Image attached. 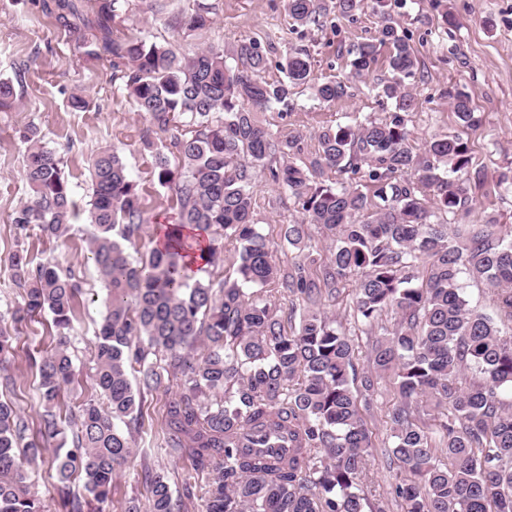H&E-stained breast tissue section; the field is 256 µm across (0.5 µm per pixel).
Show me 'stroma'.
<instances>
[{"mask_svg": "<svg viewBox=\"0 0 512 512\" xmlns=\"http://www.w3.org/2000/svg\"><path fill=\"white\" fill-rule=\"evenodd\" d=\"M44 0H0V77L21 78L22 99L9 112H0V316L10 317L22 304L23 290L13 281L9 262L18 250H27L33 264L53 262L70 273L81 292L76 299L75 332L69 352L76 370L73 384L65 387L56 412L68 419L84 403H102L103 398L89 379L95 360V331L104 310L106 291L100 275L88 257L87 222L92 193L88 161L104 147L117 148L124 156L134 181L139 185L143 206L150 218L143 225L135 247L146 252L155 244L176 205L171 192L153 176V158L143 151L141 139L147 127L122 89L108 57H88L71 41L66 28L46 13ZM456 19L445 26L431 0H403L394 12L401 30L421 66L410 83L416 105L407 128L416 150H423L426 138L434 134H458L467 140L472 164L484 180L480 205L466 217L468 223L482 224L496 219L512 225V189L499 188L502 175L512 172V0H446ZM211 11L213 23L207 30L185 34L174 31L167 19L189 12L198 5ZM128 34L147 31L157 42L177 43L189 54L204 45L230 47L243 39L259 40L267 52V80L282 79L278 64L288 46L305 47L310 54L316 80H336L350 70V51L357 43L375 37L379 29L371 6H364L356 21L330 15L321 25L293 27L285 0H130L119 24ZM470 95L482 116L475 127L461 126L446 96L448 86ZM83 95L86 110L71 109L72 95ZM292 110L273 106L259 118L272 133L285 137L310 136L326 125H350L355 119L384 118L385 109L374 92L361 87L355 96L333 103L315 99L309 87L295 88ZM37 126L45 145L64 161L78 215L67 235L58 239L41 237L36 228L20 229L14 224L16 210L27 197L22 178L27 145L21 138L29 126ZM253 221L272 241H279L281 227L298 221L293 198L278 190L265 177H258ZM336 320L352 336L356 347L355 368L364 372L376 328L357 320L353 292L343 289L330 303ZM13 389L0 387V399L12 402L30 421L41 411L38 398L39 373L36 366L17 355L11 369ZM172 393L145 396L143 428L135 436V456L120 467L113 480L112 496L102 504L90 503L85 512H126L131 499L146 501L143 467L165 475L181 512H205L206 478L196 474L193 462L170 454L164 445L167 409ZM396 402L389 381H382L364 417L378 452L370 490L381 500L386 512H402L389 490L401 478L384 455L391 445L390 415Z\"/></svg>", "mask_w": 512, "mask_h": 512, "instance_id": "35a3bbf8", "label": "stroma"}]
</instances>
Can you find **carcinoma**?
<instances>
[{
	"label": "carcinoma",
	"mask_w": 512,
	"mask_h": 512,
	"mask_svg": "<svg viewBox=\"0 0 512 512\" xmlns=\"http://www.w3.org/2000/svg\"><path fill=\"white\" fill-rule=\"evenodd\" d=\"M79 2L55 0L58 18L85 55H110L123 72L126 95L149 122L144 147L153 148L154 134L168 136L169 153L154 152L153 170L175 194L178 211L166 244L133 257L125 243L147 223L138 184L117 150L103 148L90 159L87 246L107 290L91 378L107 404L82 405L72 415V447L55 455L67 512L83 510L71 491L75 475L94 501L110 498L112 475L134 456L144 395L168 390L178 374L184 382L169 402L167 446L207 472L206 512H383L369 498L375 448L361 407L387 376L397 396L387 454L404 474L392 489L404 512H512V400L504 399L512 395V229L448 227V216L479 203L480 175L458 135H434L422 152L410 142L406 116L415 97L407 79L419 60L391 21L398 0H375L378 38L357 46L350 76L325 82L315 81L309 55L293 45L281 64L285 78L269 82L257 40L185 56L171 42L114 36L111 22L129 0H97L94 25ZM362 6L286 0L299 27L332 12L353 21ZM211 24L203 5L174 17V27L188 33ZM384 47L388 67L373 83L376 96L394 107L387 118L323 127L311 135L310 155L303 136L281 139L258 120L257 112L287 103L296 85H310L325 103L348 97ZM447 95L462 126L479 125L468 94L451 87ZM20 98L14 81L0 78V112ZM23 139L28 197L14 223L59 238L77 211L62 161L36 127ZM259 169L302 210L301 221L282 227L278 244L252 222ZM345 174L368 192L343 182ZM311 225L336 238L316 276L306 244ZM187 226L207 248L201 271L215 263L223 239L239 244L234 280L190 281ZM285 244L300 252L288 267L274 257ZM10 270L24 288V305L11 325H0V384L12 383L14 342L27 319L51 313L57 347L37 362L43 412L36 432L0 400V512H44L30 467L44 441L60 434L55 405L75 375L68 349L78 288L57 265H32L23 250ZM465 275L487 287L493 314L469 307ZM352 277L356 315L380 331L360 377L353 375V340L323 311ZM270 290L288 297L291 311L302 306L298 328L285 329L264 298ZM144 479L147 512H179L164 476L146 470Z\"/></svg>",
	"instance_id": "cac0c4a2"
}]
</instances>
